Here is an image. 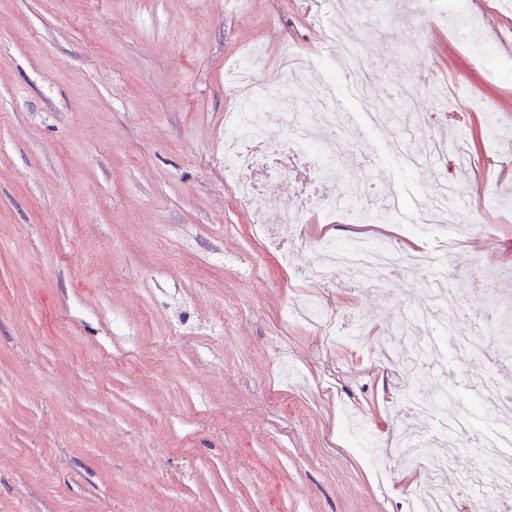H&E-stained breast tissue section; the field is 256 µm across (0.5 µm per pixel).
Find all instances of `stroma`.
<instances>
[{
    "label": "stroma",
    "mask_w": 512,
    "mask_h": 512,
    "mask_svg": "<svg viewBox=\"0 0 512 512\" xmlns=\"http://www.w3.org/2000/svg\"><path fill=\"white\" fill-rule=\"evenodd\" d=\"M436 7L424 42L416 11L373 25L314 0H0V512H412L427 484L467 504L472 459L441 475L395 453L403 432L437 431L402 392H452L476 431L512 430L473 405L494 364L451 350L403 373L381 316L435 305L437 270L476 311L499 310L488 277L512 280V0ZM326 24L357 42L378 110L415 101L441 147L406 170L400 125L369 128L337 82L358 115L342 180L307 155L259 164L279 208L254 214L224 173L225 74L251 60L278 111H309L281 59L317 62ZM441 183L469 211L418 223ZM309 192L327 212L302 211ZM390 193L405 218L382 229L412 226L401 246L425 268L384 289L307 282L319 240ZM314 298L332 329L309 320Z\"/></svg>",
    "instance_id": "stroma-1"
}]
</instances>
